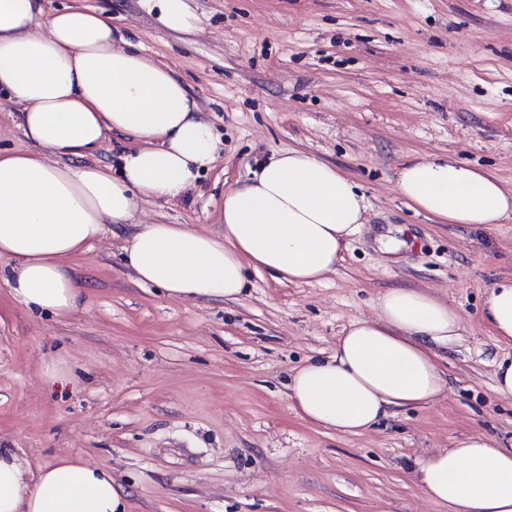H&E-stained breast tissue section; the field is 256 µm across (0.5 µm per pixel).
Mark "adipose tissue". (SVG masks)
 Masks as SVG:
<instances>
[{"label": "adipose tissue", "instance_id": "adipose-tissue-1", "mask_svg": "<svg viewBox=\"0 0 512 512\" xmlns=\"http://www.w3.org/2000/svg\"><path fill=\"white\" fill-rule=\"evenodd\" d=\"M168 29L200 20L186 0H142ZM47 33H38L40 22ZM0 93L19 108L24 137L38 153L0 151V268L15 298L36 311L77 310L82 292L72 257L106 224L128 221L138 204L176 200L216 159L218 137L184 83L102 14L70 6L45 15L43 0H0ZM135 140L117 167L88 163L110 135ZM397 191L440 224H496L512 216V190L457 160L410 162ZM357 184L336 166L293 149L259 162L247 183L225 192L224 233L181 224H145L125 261L136 279L177 300L238 299L247 269L279 281L313 284L335 271L365 222ZM377 312L350 322L333 353L295 370L288 397L305 421L341 433L366 431L393 407L433 402L447 381L439 348L458 340L462 322L430 292L392 288ZM496 339L512 345V281L495 283L481 314ZM415 474L448 512H512V448L482 434L419 459ZM105 467L62 457L26 476L0 449V512H126Z\"/></svg>", "mask_w": 512, "mask_h": 512}]
</instances>
